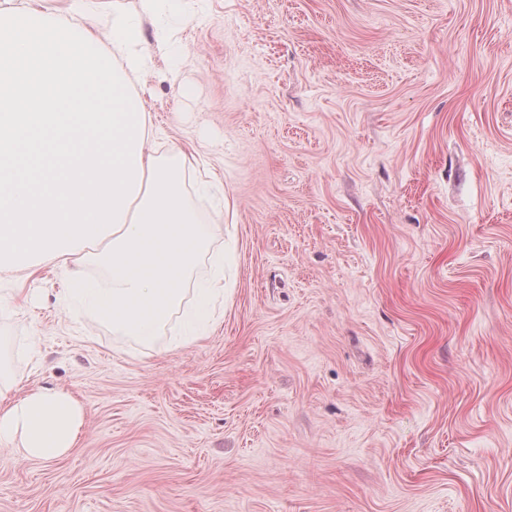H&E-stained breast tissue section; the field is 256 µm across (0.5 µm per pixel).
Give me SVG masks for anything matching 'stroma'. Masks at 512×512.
<instances>
[{"label": "stroma", "mask_w": 512, "mask_h": 512, "mask_svg": "<svg viewBox=\"0 0 512 512\" xmlns=\"http://www.w3.org/2000/svg\"><path fill=\"white\" fill-rule=\"evenodd\" d=\"M97 2L225 294L148 347L0 272V366L85 412L55 461L0 447V512H512V0ZM215 277L194 288L193 304L182 311L180 320L171 327L173 335L181 340L194 341L197 329L207 324L212 317L211 300L216 293L224 294V252L214 256Z\"/></svg>", "instance_id": "35a3bbf8"}]
</instances>
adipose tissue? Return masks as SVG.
Returning <instances> with one entry per match:
<instances>
[{
    "label": "adipose tissue",
    "mask_w": 512,
    "mask_h": 512,
    "mask_svg": "<svg viewBox=\"0 0 512 512\" xmlns=\"http://www.w3.org/2000/svg\"><path fill=\"white\" fill-rule=\"evenodd\" d=\"M53 35L61 49L37 75L40 86L74 103L71 112H39V146L51 161L37 188L14 179L0 162V269L55 266L70 270L73 295L88 303L113 335L148 345L158 331L192 341L211 317V300L224 290V256H214L213 280L199 284L183 307L186 281L210 252V225L200 223L182 192L189 156L170 146L166 156L148 151L151 114L134 86L149 70L150 54L126 10L113 6L106 31L91 30L86 0H74L61 18L28 4L0 10V94L11 87L8 56ZM95 91L87 93L86 78ZM111 101L98 111L96 101ZM104 265L112 287H88L81 271ZM0 380V446L18 456L50 462L77 444L83 421L68 392L37 389L13 397Z\"/></svg>",
    "instance_id": "1"
}]
</instances>
